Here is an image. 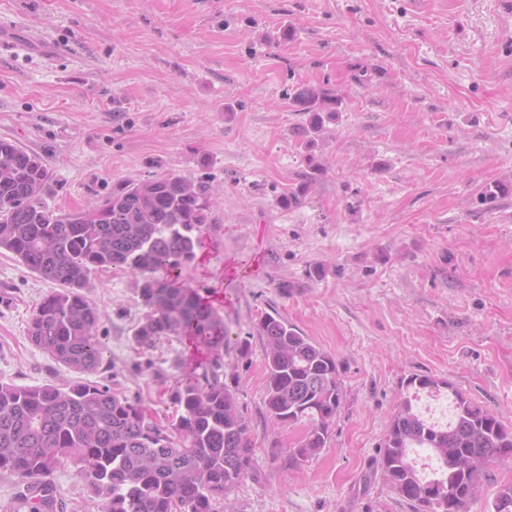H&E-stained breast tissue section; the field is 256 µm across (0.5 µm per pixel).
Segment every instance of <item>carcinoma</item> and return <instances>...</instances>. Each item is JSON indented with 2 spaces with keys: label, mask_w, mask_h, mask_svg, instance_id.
<instances>
[{
  "label": "carcinoma",
  "mask_w": 512,
  "mask_h": 512,
  "mask_svg": "<svg viewBox=\"0 0 512 512\" xmlns=\"http://www.w3.org/2000/svg\"><path fill=\"white\" fill-rule=\"evenodd\" d=\"M308 114L299 134L312 151L341 101L301 93ZM42 159L0 140V250L59 285L32 315L27 338L59 366L80 376L59 383L0 382V474L24 488L31 512H55L54 476L80 465L100 512H220L224 498L253 474L255 448L235 390L224 381V317L184 278L210 224L214 196L206 181L166 173L127 180L96 205L56 213L41 195ZM106 271L139 279L142 315L133 342L142 351L185 339L207 356L169 393L166 424L137 401L91 381L104 369L100 313L90 277ZM265 344V406L278 423L305 422L295 461L316 456L330 439L343 400L336 357L279 316L259 323ZM448 390L452 418L429 422L404 397L387 424L376 459L385 482L413 512H470L493 465L512 457V426L447 380L413 374L405 391ZM428 448L440 460L433 477L419 476L410 451ZM485 512H512V483L501 485Z\"/></svg>",
  "instance_id": "1"
}]
</instances>
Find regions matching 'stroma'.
<instances>
[{"label":"stroma","mask_w":512,"mask_h":512,"mask_svg":"<svg viewBox=\"0 0 512 512\" xmlns=\"http://www.w3.org/2000/svg\"><path fill=\"white\" fill-rule=\"evenodd\" d=\"M341 99L312 151L296 96ZM0 139L39 154L57 212L172 172L214 189L202 286L255 475L224 512H412L375 459L402 383H453L512 426V6L501 0H0ZM307 184L300 203L288 190ZM321 277H314V267ZM54 285L0 252V381L66 372L26 337ZM91 299L95 379L152 419L201 353L137 350L136 282ZM278 315L335 354L344 401L326 448L289 463L304 424L265 407L258 323ZM56 512H99L70 463Z\"/></svg>","instance_id":"1"}]
</instances>
